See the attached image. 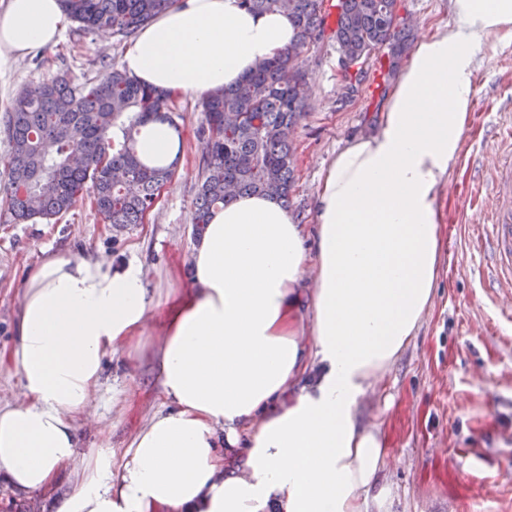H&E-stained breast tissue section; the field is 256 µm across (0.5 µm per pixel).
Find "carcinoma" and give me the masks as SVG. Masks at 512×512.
I'll list each match as a JSON object with an SVG mask.
<instances>
[{"label":"carcinoma","mask_w":512,"mask_h":512,"mask_svg":"<svg viewBox=\"0 0 512 512\" xmlns=\"http://www.w3.org/2000/svg\"><path fill=\"white\" fill-rule=\"evenodd\" d=\"M82 31L127 36L174 0H62ZM250 11L293 17L297 47L262 62L234 88L204 95L205 166L192 216L202 234L215 207L244 193L289 200L294 150L286 130L298 124L307 98L292 80L302 75L300 49L328 38L339 56L358 62L356 84L372 55L385 49L391 63L410 47L411 27L397 16L396 0H337L336 22L326 28L324 0H241ZM170 93L145 87L119 69L81 88L62 76L16 97L4 120L10 151L3 192L9 222L51 223L69 211L91 184L97 211L116 228L141 224L169 167L147 166L136 153L140 127L168 111Z\"/></svg>","instance_id":"cac0c4a2"}]
</instances>
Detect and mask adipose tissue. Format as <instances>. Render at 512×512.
Here are the masks:
<instances>
[{
    "mask_svg": "<svg viewBox=\"0 0 512 512\" xmlns=\"http://www.w3.org/2000/svg\"><path fill=\"white\" fill-rule=\"evenodd\" d=\"M451 26L423 37L376 128L325 167L305 236L269 196H237L209 216L190 255V287L162 334H145L153 299L139 262L44 252L25 274L0 354L22 398L0 404V480L40 493L70 473L56 512H366L385 448L360 405L430 308L441 260V187L455 170L476 95V49L512 36V0H449ZM61 0H8L0 68L55 46ZM288 13L240 0H174L122 59L142 85L202 95L235 86L293 48ZM181 137L144 125L150 166L180 156ZM312 288H305V279ZM153 347L168 409L139 430L120 464L80 456L75 422L106 361Z\"/></svg>",
    "mask_w": 512,
    "mask_h": 512,
    "instance_id": "adipose-tissue-1",
    "label": "adipose tissue"
}]
</instances>
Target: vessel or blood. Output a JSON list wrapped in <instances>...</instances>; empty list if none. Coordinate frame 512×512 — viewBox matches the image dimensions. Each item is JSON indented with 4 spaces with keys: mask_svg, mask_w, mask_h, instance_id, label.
Segmentation results:
<instances>
[{
    "mask_svg": "<svg viewBox=\"0 0 512 512\" xmlns=\"http://www.w3.org/2000/svg\"><path fill=\"white\" fill-rule=\"evenodd\" d=\"M494 168L485 215L488 258L482 269L483 280L491 286L512 281V149L500 155Z\"/></svg>",
    "mask_w": 512,
    "mask_h": 512,
    "instance_id": "1",
    "label": "vessel or blood"
}]
</instances>
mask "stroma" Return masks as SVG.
I'll list each match as a JSON object with an SVG mask.
<instances>
[{
  "mask_svg": "<svg viewBox=\"0 0 512 512\" xmlns=\"http://www.w3.org/2000/svg\"><path fill=\"white\" fill-rule=\"evenodd\" d=\"M400 17L414 38L452 19L449 0H398ZM128 37L78 32L69 24L59 43L18 58L0 70V115L24 89L60 74L79 87L120 67ZM300 58L310 92L292 133L294 184L288 209L304 228L315 222L325 165L348 140L374 127L401 69L385 52L370 60L365 81L348 103L339 101L338 54L333 42L310 43ZM477 95L462 157L439 193L442 256L434 305L416 335L374 394L361 406L376 426L386 460L384 504L368 512H512V323L491 302L474 258L485 230L486 186L503 143L494 126L512 109V38L492 36L476 52ZM198 96L173 94L170 115L182 135L175 172L143 223L116 231L98 214L92 190L53 224H9L0 198V351L14 342L12 322L26 271L44 250H95L112 262L138 259L155 298L146 327L160 334V316L171 292L184 291L190 253L197 242L193 200L203 167L197 130L205 116ZM167 402L150 354L109 361L103 384L77 423L82 452L111 449L121 458L136 432ZM72 489L62 474L39 494H15L0 483V512H55V501Z\"/></svg>",
  "mask_w": 512,
  "mask_h": 512,
  "instance_id": "stroma-1",
  "label": "stroma"
}]
</instances>
